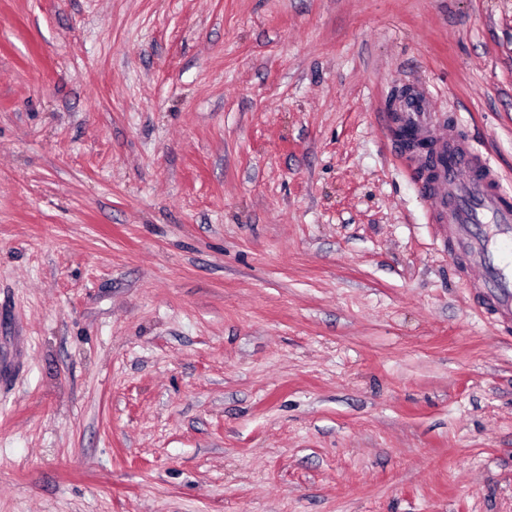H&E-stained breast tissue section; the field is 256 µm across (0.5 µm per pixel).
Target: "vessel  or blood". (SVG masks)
Wrapping results in <instances>:
<instances>
[{
  "instance_id": "1",
  "label": "vessel or blood",
  "mask_w": 512,
  "mask_h": 512,
  "mask_svg": "<svg viewBox=\"0 0 512 512\" xmlns=\"http://www.w3.org/2000/svg\"><path fill=\"white\" fill-rule=\"evenodd\" d=\"M395 131L427 143L428 154L410 153L420 190L471 267L477 287L495 309H512V193L505 191L487 161L458 133L444 132L428 91L400 97L392 114Z\"/></svg>"
}]
</instances>
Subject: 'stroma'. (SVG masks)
I'll return each mask as SVG.
<instances>
[{
  "label": "stroma",
  "mask_w": 512,
  "mask_h": 512,
  "mask_svg": "<svg viewBox=\"0 0 512 512\" xmlns=\"http://www.w3.org/2000/svg\"><path fill=\"white\" fill-rule=\"evenodd\" d=\"M418 86L512 192V0H0V512H512Z\"/></svg>",
  "instance_id": "obj_1"
}]
</instances>
